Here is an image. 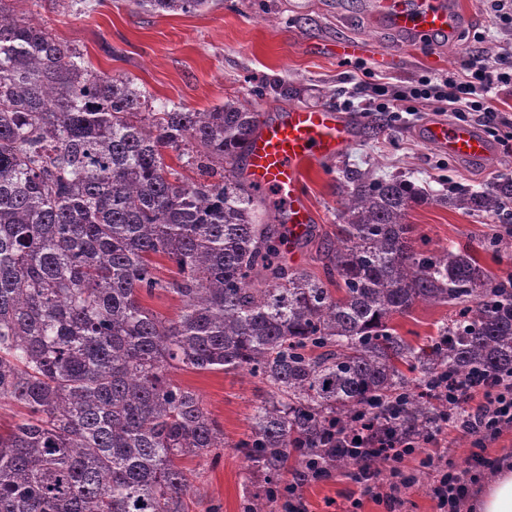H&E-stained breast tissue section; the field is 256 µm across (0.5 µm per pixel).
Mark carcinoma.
Returning <instances> with one entry per match:
<instances>
[{
    "label": "carcinoma",
    "instance_id": "obj_1",
    "mask_svg": "<svg viewBox=\"0 0 512 512\" xmlns=\"http://www.w3.org/2000/svg\"><path fill=\"white\" fill-rule=\"evenodd\" d=\"M258 130L247 100L156 105L0 0V403L19 407L0 512H188L184 462L229 447L264 476L242 512H273L308 459L354 467L323 443L357 415L401 395L393 423L420 436L438 374L512 372V292L467 246L416 245L407 216L430 195L408 180L346 175L323 247L340 296L289 267L284 204L243 177ZM436 202L497 224L512 178ZM156 295L180 300L177 319L145 306ZM419 303L459 310L414 346L391 320ZM172 369L241 370L268 391L231 444Z\"/></svg>",
    "mask_w": 512,
    "mask_h": 512
}]
</instances>
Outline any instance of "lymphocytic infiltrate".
Segmentation results:
<instances>
[{
	"label": "lymphocytic infiltrate",
	"instance_id": "1",
	"mask_svg": "<svg viewBox=\"0 0 512 512\" xmlns=\"http://www.w3.org/2000/svg\"><path fill=\"white\" fill-rule=\"evenodd\" d=\"M509 88L512 71L491 69L482 56L474 55L462 63L452 80L438 83L425 78L403 90L384 84L364 85L360 91L368 97L366 111L390 112L419 100L431 101L459 121L476 119L491 137L506 145L512 143V119L502 116L493 102L499 91ZM427 393L432 400L452 405L453 410L423 439L366 416L344 435V452L357 462L353 481L359 484L362 496L385 505L388 512H394L400 503L398 490L417 483L416 474L403 468L404 461L412 458L418 459L420 468L439 471L432 489L439 512H462L471 496L472 479L491 465L484 454L487 441L512 430V375L490 384L474 375L458 379L442 375L431 382ZM456 433L472 437L475 447L463 471L442 464ZM424 444L429 451L423 455L419 448Z\"/></svg>",
	"mask_w": 512,
	"mask_h": 512
}]
</instances>
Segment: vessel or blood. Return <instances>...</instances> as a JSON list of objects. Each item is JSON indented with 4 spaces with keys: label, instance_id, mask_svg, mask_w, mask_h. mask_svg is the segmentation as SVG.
Returning a JSON list of instances; mask_svg holds the SVG:
<instances>
[{
    "label": "vessel or blood",
    "instance_id": "vessel-or-blood-1",
    "mask_svg": "<svg viewBox=\"0 0 512 512\" xmlns=\"http://www.w3.org/2000/svg\"><path fill=\"white\" fill-rule=\"evenodd\" d=\"M373 17L407 41L447 37L467 20L451 0H372ZM351 128L329 108L297 106L281 120L264 124L249 146L247 172L252 181L274 188L288 204V224L301 236L311 222L303 188L309 163L340 157ZM426 144L470 163H482L493 153L490 141L476 127L451 121L428 123Z\"/></svg>",
    "mask_w": 512,
    "mask_h": 512
}]
</instances>
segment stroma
<instances>
[{"label": "stroma", "mask_w": 512, "mask_h": 512, "mask_svg": "<svg viewBox=\"0 0 512 512\" xmlns=\"http://www.w3.org/2000/svg\"><path fill=\"white\" fill-rule=\"evenodd\" d=\"M469 22L451 41L402 43L400 36L368 16L365 0H215L210 8L189 14H150L135 0H89L66 9L58 0H20L34 23L47 27L61 42L80 49L99 71L132 78L158 102L191 111H209L229 98L252 99L260 121L280 118L288 108L328 107L343 113L355 127L347 151L330 162H312L305 180L314 234L289 256L291 267L324 274V239L336 231V209L344 175L350 172L397 175L436 195L451 188L477 189L497 174L512 173V155L495 146L492 160L473 164L448 157L421 139V127L441 119L431 104L392 121L366 116L354 88L362 81L398 89L421 77L432 80L456 73L463 60L479 54L495 61L512 51V28L496 25L486 0H468ZM357 39V58L336 57V42ZM264 94L251 98L253 88ZM414 235L431 247L448 242L471 246L480 263L496 274L512 271V250L493 256L484 242L490 225L481 218L433 201L409 215ZM455 314L449 305H416L392 320L399 335L423 344ZM171 378L201 397L227 438L238 439L250 424L264 386L242 371L174 370ZM193 491L189 512H241L245 493L261 490V480L247 469L234 449L219 459L192 462ZM358 486L344 471L305 487L310 512H340Z\"/></svg>", "instance_id": "obj_1"}]
</instances>
